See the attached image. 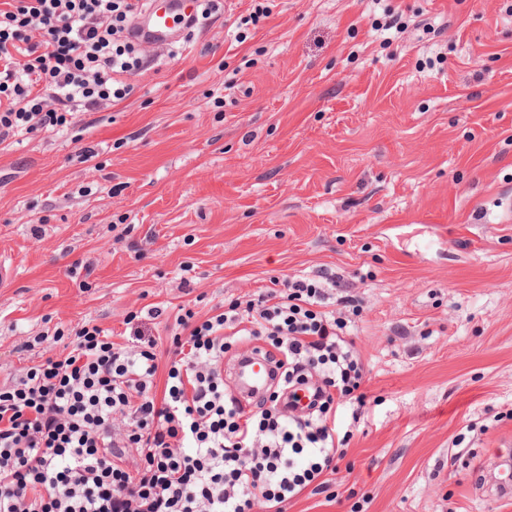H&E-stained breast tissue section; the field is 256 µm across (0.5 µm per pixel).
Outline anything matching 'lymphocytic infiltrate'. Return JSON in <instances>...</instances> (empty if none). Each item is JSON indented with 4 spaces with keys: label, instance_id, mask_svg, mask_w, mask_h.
<instances>
[{
    "label": "lymphocytic infiltrate",
    "instance_id": "obj_1",
    "mask_svg": "<svg viewBox=\"0 0 512 512\" xmlns=\"http://www.w3.org/2000/svg\"><path fill=\"white\" fill-rule=\"evenodd\" d=\"M143 7L0 0V144L130 96ZM324 300L322 285L293 277L202 319L185 309L162 381L155 340L118 345L82 324L68 352L0 386V512H284L322 492L349 439L336 413L366 400L347 325ZM254 340L280 374L247 408L224 391V356ZM315 374L313 411L284 415L285 391Z\"/></svg>",
    "mask_w": 512,
    "mask_h": 512
}]
</instances>
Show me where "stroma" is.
<instances>
[{
	"label": "stroma",
	"mask_w": 512,
	"mask_h": 512,
	"mask_svg": "<svg viewBox=\"0 0 512 512\" xmlns=\"http://www.w3.org/2000/svg\"><path fill=\"white\" fill-rule=\"evenodd\" d=\"M219 2L140 41L128 99L0 144V385L47 330L128 344L156 306L164 360L180 307L332 275L367 399L286 512H512V0H275L241 43Z\"/></svg>",
	"instance_id": "35a3bbf8"
}]
</instances>
